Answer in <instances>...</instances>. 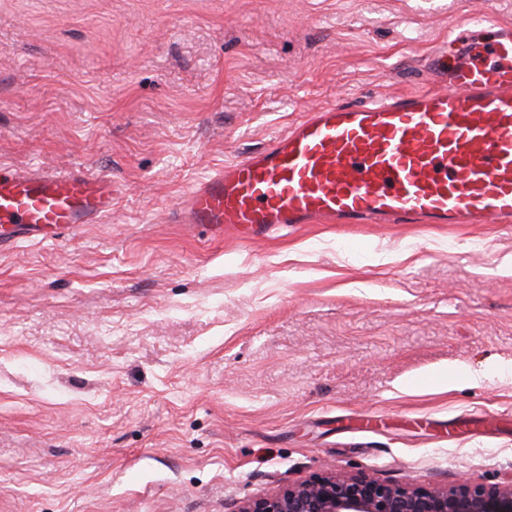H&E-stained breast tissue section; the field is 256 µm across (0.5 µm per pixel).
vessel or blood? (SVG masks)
Wrapping results in <instances>:
<instances>
[{
	"label": "vessel or blood",
	"mask_w": 512,
	"mask_h": 512,
	"mask_svg": "<svg viewBox=\"0 0 512 512\" xmlns=\"http://www.w3.org/2000/svg\"><path fill=\"white\" fill-rule=\"evenodd\" d=\"M436 88L338 103L192 186L185 224L512 223V26L470 15L425 66ZM112 210V183L0 165V248L54 241Z\"/></svg>",
	"instance_id": "b4317fda"
}]
</instances>
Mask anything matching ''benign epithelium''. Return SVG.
<instances>
[{
    "label": "benign epithelium",
    "mask_w": 512,
    "mask_h": 512,
    "mask_svg": "<svg viewBox=\"0 0 512 512\" xmlns=\"http://www.w3.org/2000/svg\"><path fill=\"white\" fill-rule=\"evenodd\" d=\"M235 512H512V479L495 486L463 481L423 490L335 474L246 501Z\"/></svg>",
    "instance_id": "1"
}]
</instances>
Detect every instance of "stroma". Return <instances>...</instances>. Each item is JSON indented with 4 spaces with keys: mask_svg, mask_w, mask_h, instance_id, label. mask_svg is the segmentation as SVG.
<instances>
[{
    "mask_svg": "<svg viewBox=\"0 0 512 512\" xmlns=\"http://www.w3.org/2000/svg\"><path fill=\"white\" fill-rule=\"evenodd\" d=\"M512 0H0V162L112 216L0 249V512H233L328 473L512 477V227L181 223L307 111L426 88ZM478 383L441 385L449 367Z\"/></svg>",
    "mask_w": 512,
    "mask_h": 512,
    "instance_id": "1",
    "label": "stroma"
}]
</instances>
